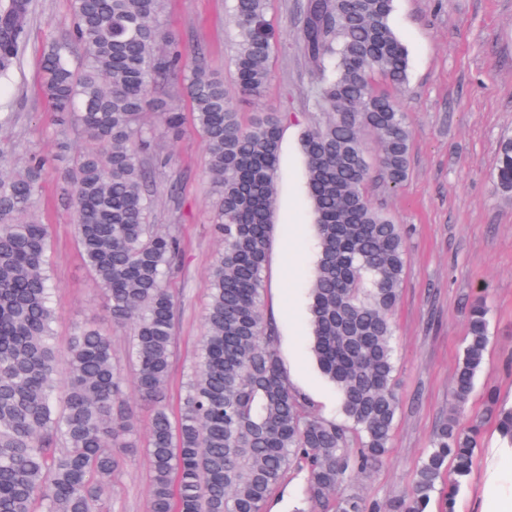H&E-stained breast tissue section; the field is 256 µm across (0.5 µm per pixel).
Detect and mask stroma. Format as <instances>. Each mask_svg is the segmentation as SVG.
I'll return each mask as SVG.
<instances>
[{
  "instance_id": "obj_1",
  "label": "stroma",
  "mask_w": 512,
  "mask_h": 512,
  "mask_svg": "<svg viewBox=\"0 0 512 512\" xmlns=\"http://www.w3.org/2000/svg\"><path fill=\"white\" fill-rule=\"evenodd\" d=\"M299 0H270L276 48L264 94L238 102L243 115L281 116L278 196L263 272L261 309L272 322L289 384L316 416L342 420L335 387L318 370L311 351L309 283L316 261L314 217L305 188L301 132L317 115L310 101V64L299 44ZM232 0H166L168 29L199 51L206 69L232 86ZM70 22L68 0H33L30 38L8 88L0 90V165L18 163L27 147L56 152L49 104L39 88L45 46ZM393 25L410 54L407 84L397 98L412 142L409 174L390 191L372 169L364 191L400 224L406 237L405 275L391 318L394 386L399 409L383 458L366 473L349 474L350 491L372 504L405 494L453 406L452 387L467 335V304L484 295L490 307V342L484 367L467 405V417L483 413L486 395L497 391L512 407V196L491 178L503 137H512V0H394ZM172 162L152 168L157 200L151 221L178 225L185 241L171 287L177 297L176 353L168 402L178 410L188 377L200 356L209 268L220 246L211 220L216 197L204 142L193 122L165 143ZM49 226L55 322L53 342L66 348L76 324L104 322L106 298L81 259L68 211L57 204L55 179H47L40 203ZM288 276H281V267ZM495 425L484 427V449L474 460L456 512H481L480 476ZM305 472L290 471L272 492L264 512H309ZM112 512H149L145 455L122 467Z\"/></svg>"
}]
</instances>
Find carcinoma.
Instances as JSON below:
<instances>
[{
  "mask_svg": "<svg viewBox=\"0 0 512 512\" xmlns=\"http://www.w3.org/2000/svg\"><path fill=\"white\" fill-rule=\"evenodd\" d=\"M237 95L209 73L198 52L165 29L164 0H69L71 22L44 52L40 74L57 127L84 144L59 171L60 201L72 213L85 265L107 297V322L133 332L136 393L152 408L145 454L149 512H263L288 471H307V497L334 512H442L456 497L492 420L500 447H512V408L487 394L485 413L459 425L489 344V308L470 305L468 334L453 386L456 413L437 430L410 492L374 507L342 489L388 451L399 408L389 319L403 280L399 225L364 193L371 164L363 134L379 144L391 188L407 178L411 135L392 87L409 75V52L393 24V0H307L301 47L314 64L321 119L300 137L318 237L310 286L314 352L336 386L347 423L316 417L289 384L275 350L276 327L260 307L280 160V118H243L237 96L258 97L269 80L275 38L268 0H232ZM32 0L0 4V83L20 66ZM189 101L216 188L212 219L221 240L199 363L186 385L178 425L167 386L175 348V295L167 286L183 257L178 232L150 223L153 188L146 162H161L154 125L174 137ZM51 173L37 152L0 166V512H108L113 480L139 451L125 377L112 361L107 330L79 323L65 350L52 342L50 240L38 208ZM496 189L512 193V138L500 141ZM69 382L57 390V366ZM360 451L346 452L352 433ZM453 477L443 483L448 463Z\"/></svg>",
  "mask_w": 512,
  "mask_h": 512,
  "instance_id": "obj_1",
  "label": "carcinoma"
}]
</instances>
